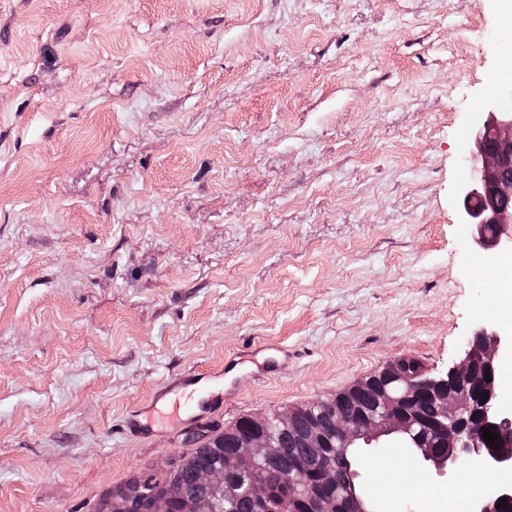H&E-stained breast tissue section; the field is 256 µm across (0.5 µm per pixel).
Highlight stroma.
Wrapping results in <instances>:
<instances>
[{"instance_id":"35a3bbf8","label":"stroma","mask_w":512,"mask_h":512,"mask_svg":"<svg viewBox=\"0 0 512 512\" xmlns=\"http://www.w3.org/2000/svg\"><path fill=\"white\" fill-rule=\"evenodd\" d=\"M493 0H0V512H110L245 416L410 357L440 374L498 304L459 127ZM287 363L218 415H128L249 346ZM355 451L381 512L472 503L465 465Z\"/></svg>"}]
</instances>
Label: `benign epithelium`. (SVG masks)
<instances>
[{
  "instance_id": "benign-epithelium-1",
  "label": "benign epithelium",
  "mask_w": 512,
  "mask_h": 512,
  "mask_svg": "<svg viewBox=\"0 0 512 512\" xmlns=\"http://www.w3.org/2000/svg\"><path fill=\"white\" fill-rule=\"evenodd\" d=\"M486 119L476 125V152L468 157L469 181L463 187L464 223L477 226L474 244L482 250L512 251V112L487 106ZM495 234L486 235L487 226ZM512 348V337L491 324H481L468 339L462 361L441 375L426 372L413 378L379 373L372 383L374 395L368 406L357 404L348 412L336 409V428L327 436L319 427L309 429L305 442L321 461L304 476L295 468L275 483L266 478V468L279 453L277 443L260 428L236 432V445L224 455V466L200 469L196 480L208 489L205 497H179V512H213L220 500L246 497L253 512H370L357 493L348 455L358 441L370 445L394 433L410 439L416 460L430 462L438 471L460 459L475 460L495 472H512V407L500 398L497 355ZM488 397L482 401V397ZM431 406L425 416L420 403ZM499 435L486 446L483 429ZM346 464L338 477L336 462ZM157 480L145 474L139 494L151 500L150 512H171L167 499L154 496ZM507 498L497 507L501 498ZM472 512H512V482L473 500Z\"/></svg>"
}]
</instances>
